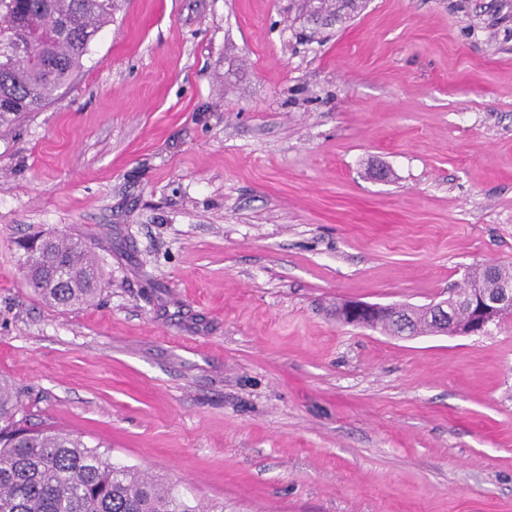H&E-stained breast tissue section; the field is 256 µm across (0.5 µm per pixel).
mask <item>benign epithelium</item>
Returning <instances> with one entry per match:
<instances>
[{
    "instance_id": "7a95c632",
    "label": "benign epithelium",
    "mask_w": 512,
    "mask_h": 512,
    "mask_svg": "<svg viewBox=\"0 0 512 512\" xmlns=\"http://www.w3.org/2000/svg\"><path fill=\"white\" fill-rule=\"evenodd\" d=\"M431 333L443 336H476L486 333L506 312L512 311V283L494 292L474 287L466 299L449 296L427 306ZM410 307L405 304L380 305L348 300L336 307V322L367 328L374 318L392 322L394 336L411 338L415 332L409 320Z\"/></svg>"
}]
</instances>
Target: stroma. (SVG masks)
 Listing matches in <instances>:
<instances>
[{
  "label": "stroma",
  "instance_id": "1",
  "mask_svg": "<svg viewBox=\"0 0 512 512\" xmlns=\"http://www.w3.org/2000/svg\"><path fill=\"white\" fill-rule=\"evenodd\" d=\"M122 0L59 97L0 130V377L224 512H512V316L337 324L512 265V0ZM101 291L35 298L16 243ZM18 247L24 279L36 298L62 311L94 302L101 274L85 242L71 239L60 243L34 235L19 242ZM58 270L66 275L65 288L53 285ZM410 309L405 304L380 305L348 300L338 303L334 316L337 323L361 328L370 327L374 323L373 317H383L386 321L392 322L394 337L411 338L415 336V332L411 326V321L408 319ZM411 316L417 335L429 333L427 311L424 307L412 308Z\"/></svg>",
  "mask_w": 512,
  "mask_h": 512
}]
</instances>
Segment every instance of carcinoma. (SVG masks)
Listing matches in <instances>:
<instances>
[{
    "label": "carcinoma",
    "instance_id": "1",
    "mask_svg": "<svg viewBox=\"0 0 512 512\" xmlns=\"http://www.w3.org/2000/svg\"><path fill=\"white\" fill-rule=\"evenodd\" d=\"M116 0H0V128L53 102L112 22ZM358 0H318L341 19ZM24 279L36 298L63 311L92 304L101 274L85 242L34 235L18 243ZM512 267L479 268L458 293L478 283L498 288ZM0 512H224L190 501L168 482L112 464L81 438L28 427L18 391L0 379Z\"/></svg>",
    "mask_w": 512,
    "mask_h": 512
}]
</instances>
